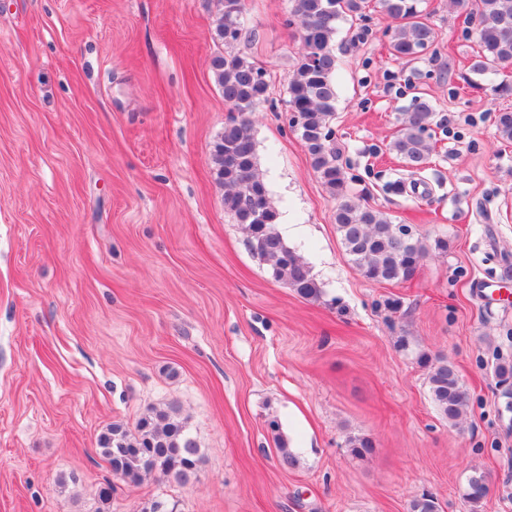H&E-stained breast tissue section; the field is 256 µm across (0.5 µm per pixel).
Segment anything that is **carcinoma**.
<instances>
[{
    "label": "carcinoma",
    "instance_id": "1",
    "mask_svg": "<svg viewBox=\"0 0 512 512\" xmlns=\"http://www.w3.org/2000/svg\"><path fill=\"white\" fill-rule=\"evenodd\" d=\"M217 3L216 36L224 44V52L214 55L211 67L227 111L238 113L224 125L211 153L216 179L224 187V210L244 226L248 249L270 266L275 279L303 299H316L321 289L310 267L276 230L279 211L259 171L251 122L245 117L267 98V70L235 52L244 33L243 0ZM290 3L286 25L296 28L300 45L288 79L291 124L297 126L313 170L336 199L335 223L350 264L369 281H405L428 254L426 244L414 237L401 240L391 219L350 194L327 131L338 97L334 42L340 22L362 16L369 0ZM455 4L468 10L475 23L478 51L471 71L484 75L493 68L511 69L512 0H455ZM379 7L392 23L389 52L394 58L415 59L434 46L436 32L423 15L421 0H379ZM406 114L389 150L418 172L432 153L426 132L435 112L428 99L418 97ZM495 373L504 395L512 397V361L500 358ZM428 385L439 416L451 426L459 425L469 397L455 365L444 357L429 361ZM347 447L353 457L363 458L372 454L375 445L367 437H354L348 439ZM100 453L117 477L131 483L154 473L188 484L197 479L202 463L199 448L172 405L152 410L133 431L112 426L100 438ZM488 492L487 475L475 470L467 478L461 498L470 512H479ZM408 512H441V505L435 496L423 493L410 500Z\"/></svg>",
    "mask_w": 512,
    "mask_h": 512
}]
</instances>
